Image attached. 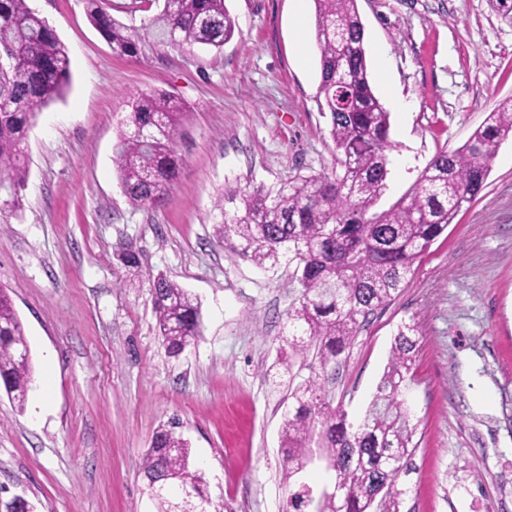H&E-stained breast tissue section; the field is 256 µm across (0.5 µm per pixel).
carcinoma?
I'll list each match as a JSON object with an SVG mask.
<instances>
[{
  "instance_id": "1",
  "label": "carcinoma",
  "mask_w": 512,
  "mask_h": 512,
  "mask_svg": "<svg viewBox=\"0 0 512 512\" xmlns=\"http://www.w3.org/2000/svg\"><path fill=\"white\" fill-rule=\"evenodd\" d=\"M88 16L112 51L136 56L143 29L156 45H201L221 49L236 23L224 0H132L144 13L141 29L117 22L104 0H87ZM315 41L320 55L319 107L329 117L335 168L302 177L275 190L242 194L241 208L224 213L222 238L258 267L288 258L299 288L287 312L288 348L321 363L337 361L369 316L387 306L434 240L454 223L463 206L483 189L499 144L512 139V98L487 113L467 142L436 155L411 193L390 209L369 213L385 188L390 113L369 82L365 27L358 0H314ZM12 54L0 67V214L21 209L27 182L23 143L38 112L60 97L70 80V59L55 30L27 0H0V52ZM185 112L181 103L142 92L114 147L113 161L124 193L138 207L159 202L175 183L181 165L176 149ZM115 260L139 274L138 252L122 244ZM162 344L179 357L200 335V305L163 275L150 288ZM419 336L410 320L397 328L388 363L357 426L321 399L317 382L294 384L292 363L282 361L293 386L284 421L281 455L290 477L315 455L334 472L342 495L315 499L304 482L291 494L286 512H400L404 490L398 476L412 471L417 448L405 393L414 383ZM12 302L0 289V387L23 405L33 382L31 358ZM168 421L154 432L141 474L158 512L171 504L191 509L210 503L191 448ZM0 512H35L25 494L0 502Z\"/></svg>"
}]
</instances>
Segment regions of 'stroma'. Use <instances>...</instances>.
Returning <instances> with one entry per match:
<instances>
[{
    "mask_svg": "<svg viewBox=\"0 0 512 512\" xmlns=\"http://www.w3.org/2000/svg\"><path fill=\"white\" fill-rule=\"evenodd\" d=\"M65 45L71 82L24 143L22 209L0 218V288L25 330L47 401L0 390V489L36 512H156L140 473L160 423L179 416L210 512H284L296 481L332 483L323 465L286 479L280 454L288 388L286 313L293 270L243 259L218 236L230 197L334 167L318 106L313 0H225L237 23L216 51L144 43L113 53L85 0H28ZM370 80L391 111L388 210L439 152L461 147L512 96V25L488 0H358ZM183 103L178 178L152 207L128 202L113 147L130 99ZM140 252L130 279L113 258ZM197 298L201 334L169 357L149 279ZM420 327L407 393L417 449L401 512H512V140L483 190L418 260L390 304L339 357L295 367L358 422L398 325Z\"/></svg>",
    "mask_w": 512,
    "mask_h": 512,
    "instance_id": "obj_1",
    "label": "stroma"
}]
</instances>
